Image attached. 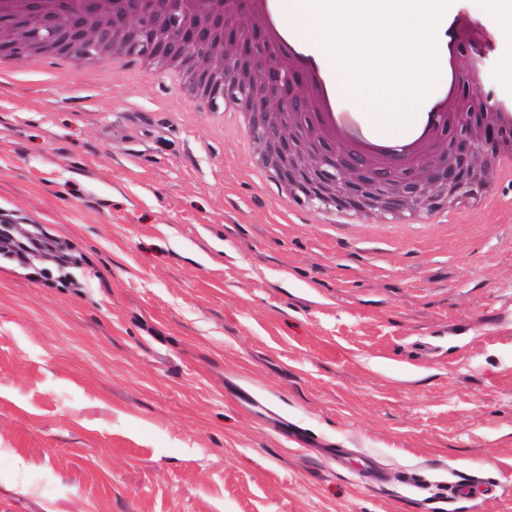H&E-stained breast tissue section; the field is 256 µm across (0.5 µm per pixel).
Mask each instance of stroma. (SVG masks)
Instances as JSON below:
<instances>
[{
  "mask_svg": "<svg viewBox=\"0 0 512 512\" xmlns=\"http://www.w3.org/2000/svg\"><path fill=\"white\" fill-rule=\"evenodd\" d=\"M246 148L157 69L0 72V209L80 260L0 258V512H512V179L339 222ZM495 489L492 485L478 480H467L465 482H448V501H458L471 498L482 500L493 498Z\"/></svg>",
  "mask_w": 512,
  "mask_h": 512,
  "instance_id": "1",
  "label": "stroma"
}]
</instances>
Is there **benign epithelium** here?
I'll return each instance as SVG.
<instances>
[{
	"label": "benign epithelium",
	"mask_w": 512,
	"mask_h": 512,
	"mask_svg": "<svg viewBox=\"0 0 512 512\" xmlns=\"http://www.w3.org/2000/svg\"><path fill=\"white\" fill-rule=\"evenodd\" d=\"M108 0H96L91 15L84 19L57 20L46 29L53 46L72 52L152 53L160 58L184 56L189 61L192 86L209 88L216 96L233 91L253 110L257 151L264 163L279 169L285 185L302 191L312 205L336 202L335 183L324 175L327 157L318 150L293 154L297 124L292 116L306 98L300 83L288 86L282 95L273 75L260 64L241 66L246 50L241 39L226 36L222 41L205 40L206 31L196 37L168 36L162 29L139 27L136 19L120 22L112 18ZM28 32L0 22V53L18 52ZM493 151L490 129L482 122L470 124L457 134L453 146L427 144L424 162L405 180H385L381 191L368 188L369 176L359 161H349L338 173L350 190L348 205L364 214L418 213L439 194L471 196L486 182ZM32 234L17 224L0 227V239L18 241Z\"/></svg>",
	"instance_id": "1"
}]
</instances>
